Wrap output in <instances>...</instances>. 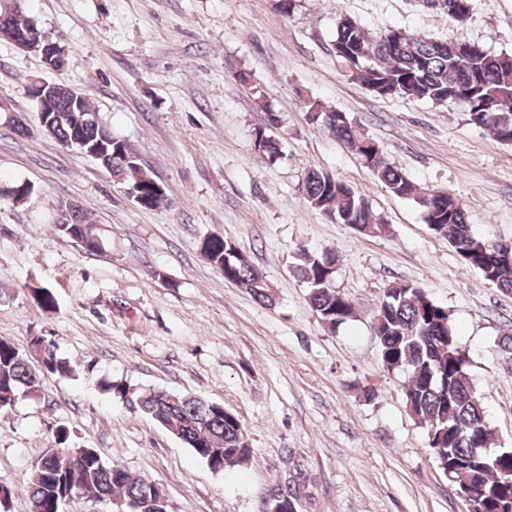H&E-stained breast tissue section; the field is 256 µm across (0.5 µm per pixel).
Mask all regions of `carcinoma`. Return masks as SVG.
<instances>
[{
  "instance_id": "cac0c4a2",
  "label": "carcinoma",
  "mask_w": 512,
  "mask_h": 512,
  "mask_svg": "<svg viewBox=\"0 0 512 512\" xmlns=\"http://www.w3.org/2000/svg\"><path fill=\"white\" fill-rule=\"evenodd\" d=\"M460 42L410 33L402 28L372 32L343 15L336 24L334 55L345 73L378 97H411L438 106L453 104L460 92L469 124L484 128L502 144L512 145V53H492L474 45L473 54L459 57ZM311 124L325 129L358 157L393 195L419 204L430 230L448 239L464 265L504 292L512 293V261L496 244L469 224L461 200L445 190L419 188L382 154L365 128L317 98H305ZM43 112H61L51 135L57 142L81 127L89 141L103 138L90 93L61 83L37 102ZM255 148L267 159L280 151L277 139L265 127L255 130ZM112 178L125 185L131 199L148 198V208L169 203L165 192H154L155 178L131 145L116 136L105 158L96 159ZM303 192L318 213L347 224L361 235L387 230L369 200L338 176L310 171ZM210 264L226 272L225 278L247 290L259 302L274 303L265 276L241 250L231 251L229 240L206 237ZM297 273L308 288V301L325 326L334 331L356 318L354 305L333 286L329 266L336 256L328 250L302 254ZM374 330L383 365L408 373L404 397L410 415L427 431L430 448L440 469L451 471L454 486L465 488L481 502L483 512H502L512 500V484L500 471L512 470V453L486 459L492 431L481 398L467 372L468 359L457 341L452 315L421 287L397 284L386 290L374 317ZM70 363L49 347L43 349L42 368L33 367L26 353L0 337V411L16 398L41 391L40 375L69 376ZM136 409L171 430L194 454L215 470H229L250 462L252 449L239 419L224 415L223 404L188 395L152 391L136 397ZM78 483L83 497L109 501L132 512H168L164 490L136 478L118 465L107 466L92 448H75L72 454L49 451L32 466L26 494L36 512H60L67 488Z\"/></svg>"
}]
</instances>
